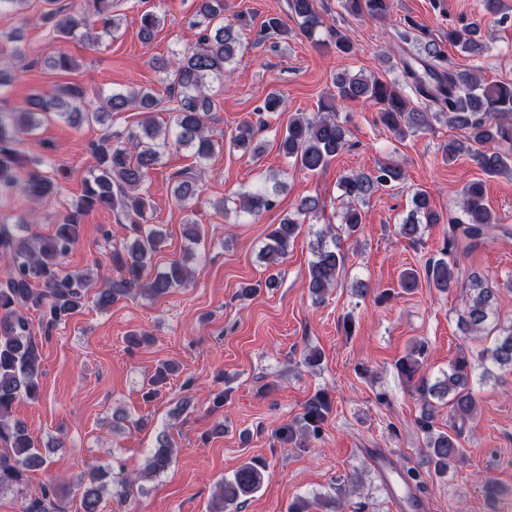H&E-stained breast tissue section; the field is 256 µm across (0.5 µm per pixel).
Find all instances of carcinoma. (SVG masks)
Masks as SVG:
<instances>
[{
    "label": "carcinoma",
    "mask_w": 512,
    "mask_h": 512,
    "mask_svg": "<svg viewBox=\"0 0 512 512\" xmlns=\"http://www.w3.org/2000/svg\"><path fill=\"white\" fill-rule=\"evenodd\" d=\"M48 8L42 14L43 23L53 38L78 37L89 47L96 48L104 34L119 29L112 14V0H93L88 14L80 16L56 6V0H46ZM287 16L308 39H313L325 27L318 0H287ZM340 7L354 16L367 15L384 19L389 12V0H340ZM226 0H195V9L188 23L195 41L186 49L174 53V60L154 59V67L163 72V81L171 93V122L163 129L148 117L161 104L154 89L140 87L128 93L115 92L99 110L82 108L87 91L80 85L61 87L51 96L31 95L27 107L20 112L0 111V196L21 191L36 202H50L58 195L55 176L49 171L45 157H30L18 145L23 137H32L47 121L57 118L73 126L99 124L104 132L90 144L95 160L93 169L84 180L81 195L55 225L52 234L33 238L20 235L28 229L30 219L21 217L15 224L0 216V256L9 260L5 280L0 282V492L20 490L29 473L48 467L47 454L19 421H10L14 403L40 395L41 356L31 336L27 311L41 310L40 326L45 334L66 321L83 307L93 280L89 270L65 272L63 259L73 250L80 236L81 217L94 209H105L117 218L124 238L112 247L110 260L117 277L106 281L97 290V304L107 307L123 298L137 294L161 297L175 288H186L192 282V269L185 261H173L164 270L151 274L152 260L160 250L165 232L149 223L151 211L150 173L163 153L170 149L191 151L197 163L204 165L214 155L216 143L208 133L206 120L217 108L212 94L213 84H224L232 72L241 46V34L235 25L224 23ZM161 26V18L153 12L140 17V39L150 42ZM478 26L462 31H448V40L473 57L485 47L476 38ZM417 27L407 25L396 30L397 44L409 46L399 58L400 78L386 80L376 74L333 77L334 99L339 103L370 101L378 107V118L403 138L431 127L441 119L466 132L465 140H450L440 146L445 162L454 161L466 153L488 175L512 167V83L481 79L470 69L458 70L446 65L447 55L442 46L426 35L415 33ZM336 52L355 53L349 36L338 29H329ZM290 30L278 16L266 19L257 32V41L286 39ZM44 64L53 70L70 71L74 60L67 54L48 52ZM415 95L410 98L403 88ZM131 107L147 114L135 128L112 129L107 122L112 114ZM285 109L280 92L268 93L259 111L273 116ZM253 122H241L231 133L228 149L248 152L259 158L262 144L254 141ZM350 142V130L336 113L318 111L301 113L290 118L280 134L279 148L295 167L309 172L324 171ZM404 180L401 166L381 162L372 172H350L338 180L340 198L344 204L340 223L336 226H316L324 211L317 195H307L296 202L279 224L267 234L260 249L267 266H278L288 253L290 244L300 234L303 224L315 237L311 245L312 259L308 265V288L311 298L320 303L334 287L345 270L347 253L342 234L352 235L362 224L358 205H363L380 190H391ZM170 191L183 209L199 193L195 174L189 169L173 173ZM283 184L260 183L252 189L236 193L240 211L258 214L277 205L276 196ZM445 223L448 237L440 254L427 260L428 282L446 292L458 282L460 242L472 248L485 244L494 230L503 227L501 220L487 208L484 187L471 182L460 192L457 209L441 218L430 205L429 196L414 191L411 209L399 235L411 243L418 242L427 224ZM493 289L474 275L469 294L463 299L459 323L466 331L479 333L496 321ZM427 345L419 342L396 364L397 372L411 382L422 367ZM476 361L485 368L491 364L499 369H512V322L497 327L491 345L480 350ZM474 363L465 355L453 362L443 379L430 385L421 381L418 392L424 408L420 419L427 434L426 449L435 472L444 476L455 468L463 456L456 436L450 432H434L433 400H448L450 418L461 423L471 418L477 400L470 386ZM331 411V403L323 391L316 392L305 403L300 418L302 434L318 436ZM173 462V445L168 435L157 437L142 479L148 480L166 471ZM108 471L95 468L77 484L81 491V512H102L105 492L103 479ZM263 484V471L254 460L238 467L222 481L215 495L212 512L240 508L257 493ZM22 512H67L66 503L56 487L45 484L34 495L25 496Z\"/></svg>",
    "instance_id": "obj_1"
}]
</instances>
